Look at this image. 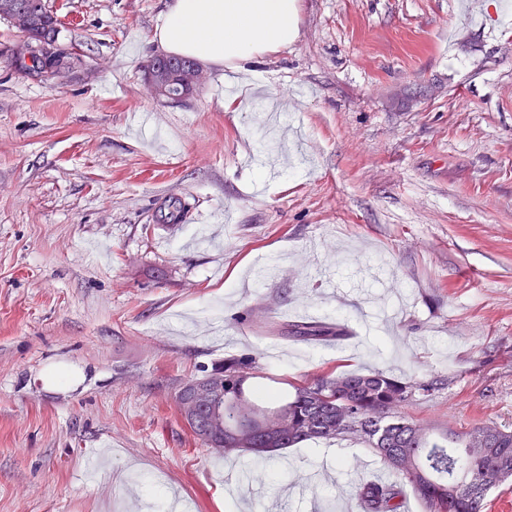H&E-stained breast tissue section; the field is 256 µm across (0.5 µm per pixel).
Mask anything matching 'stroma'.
I'll return each mask as SVG.
<instances>
[{
  "instance_id": "1",
  "label": "stroma",
  "mask_w": 512,
  "mask_h": 512,
  "mask_svg": "<svg viewBox=\"0 0 512 512\" xmlns=\"http://www.w3.org/2000/svg\"><path fill=\"white\" fill-rule=\"evenodd\" d=\"M165 2L49 0L77 61L0 60V512H312L382 469L335 442L228 480L174 406L228 355L438 377L431 433L512 429V20H473L512 0H299L257 77L179 102L145 82ZM286 330L289 337L308 343H331L346 337V330L339 323L299 321L287 324Z\"/></svg>"
}]
</instances>
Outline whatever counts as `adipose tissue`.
Segmentation results:
<instances>
[{"label":"adipose tissue","instance_id":"ef3b65f1","mask_svg":"<svg viewBox=\"0 0 512 512\" xmlns=\"http://www.w3.org/2000/svg\"><path fill=\"white\" fill-rule=\"evenodd\" d=\"M297 0H168L153 41L164 52L241 70L297 36Z\"/></svg>","mask_w":512,"mask_h":512}]
</instances>
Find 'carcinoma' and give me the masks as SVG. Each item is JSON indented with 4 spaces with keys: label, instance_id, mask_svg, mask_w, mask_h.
Listing matches in <instances>:
<instances>
[{
    "label": "carcinoma",
    "instance_id": "1",
    "mask_svg": "<svg viewBox=\"0 0 512 512\" xmlns=\"http://www.w3.org/2000/svg\"><path fill=\"white\" fill-rule=\"evenodd\" d=\"M18 8L41 12L42 27L25 35L27 47L46 63L70 64L57 45L59 21L47 0H0V18L12 21ZM290 337L337 342L346 337L338 323L299 321ZM257 358L228 355L204 374L224 379L214 402L189 413L181 394L175 406L194 439L219 457L266 463L281 451L323 441L366 446L399 477L394 485L371 481L356 486L363 512H403L404 489L426 512H487L489 494L512 480V430L482 424L461 433L433 437L406 409L429 397L438 381H403L385 370L330 372L292 386L291 391L253 384Z\"/></svg>",
    "mask_w": 512,
    "mask_h": 512
}]
</instances>
